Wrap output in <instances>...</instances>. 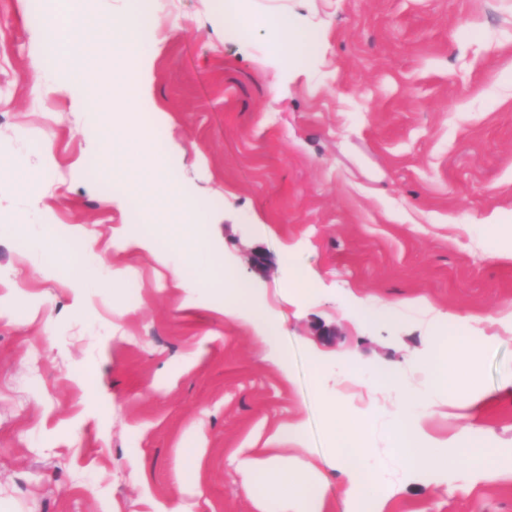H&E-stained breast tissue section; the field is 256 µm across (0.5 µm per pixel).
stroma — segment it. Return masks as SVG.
<instances>
[{
  "instance_id": "35a3bbf8",
  "label": "stroma",
  "mask_w": 512,
  "mask_h": 512,
  "mask_svg": "<svg viewBox=\"0 0 512 512\" xmlns=\"http://www.w3.org/2000/svg\"><path fill=\"white\" fill-rule=\"evenodd\" d=\"M221 28L209 0H154L161 44L156 140L181 148L171 165L215 224L189 236L218 246L217 266L253 288L281 327L294 382L282 385L246 329L212 302L183 307L184 291L153 257L134 262L121 299L102 279L121 267L110 247L121 225L157 229L120 207L85 134L86 115L61 92H41V65L19 0H0V512H255L237 493L229 451L259 420L297 418L307 446L332 439L321 396L339 391L366 417L375 461L395 491L393 512H512V480L438 483L395 473L389 432L399 397L366 411L357 387L336 384L347 357L365 373L427 362L429 316L403 311L367 324L350 295L375 304L426 298L464 317L480 343L471 366L450 369L451 397L492 392L469 421L512 471V258L485 246V220L512 227V0H235ZM317 32L294 67L278 18ZM54 165L35 172L45 155ZM28 224L21 232L20 224ZM52 224L77 227L58 244ZM98 240L86 254L84 238ZM321 280L300 297L283 256ZM89 297L73 307L71 270ZM208 353L182 362L199 343ZM199 431V484L178 488L177 452Z\"/></svg>"
}]
</instances>
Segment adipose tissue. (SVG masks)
Instances as JSON below:
<instances>
[{"mask_svg":"<svg viewBox=\"0 0 512 512\" xmlns=\"http://www.w3.org/2000/svg\"><path fill=\"white\" fill-rule=\"evenodd\" d=\"M90 31L102 34L114 61L129 59L134 64L135 90L124 102V126L109 121L114 110L111 92L77 77L89 63L88 53L80 46ZM31 32L44 53L43 69L54 89L67 94L73 111L88 114L90 139L108 164L113 181L125 187L129 200L162 221L163 237L177 250L175 259H167L159 246L163 237L123 228L115 232L121 248L133 256L148 253L164 262L172 287L218 297L214 313L250 331L262 347L264 360L277 368L283 382L292 383V367L281 343L280 328L262 309L252 289L211 270L195 274V267L215 245L186 235V225L200 218L190 195L174 181L163 179L157 169L139 162L142 146L130 126L154 97L156 32L146 31L139 13L117 21L103 9L78 14L72 0H55L54 8L32 23ZM323 403L334 450L304 461L284 455L283 446L306 445L304 425L297 419L270 431L257 424L239 447L231 449L241 477L237 492L251 501L257 512H387L390 488L385 482L365 479L361 469L374 454L367 446L366 430L349 416L338 395L324 394ZM333 472L343 477L337 491L329 480Z\"/></svg>","mask_w":512,"mask_h":512,"instance_id":"adipose-tissue-1","label":"adipose tissue"}]
</instances>
